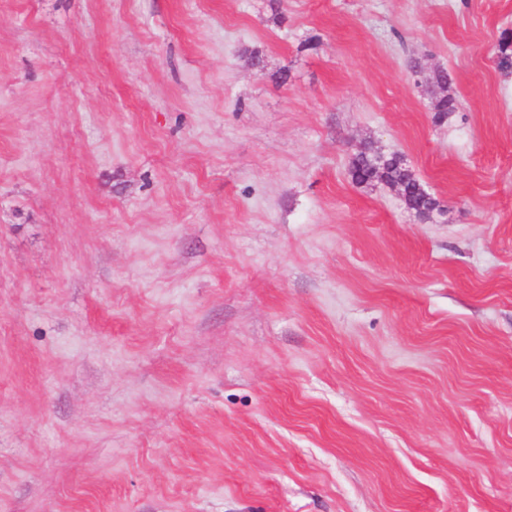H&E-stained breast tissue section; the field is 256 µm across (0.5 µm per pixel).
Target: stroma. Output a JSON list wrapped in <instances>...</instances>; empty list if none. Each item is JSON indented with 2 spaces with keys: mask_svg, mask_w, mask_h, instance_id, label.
<instances>
[{
  "mask_svg": "<svg viewBox=\"0 0 512 512\" xmlns=\"http://www.w3.org/2000/svg\"><path fill=\"white\" fill-rule=\"evenodd\" d=\"M506 29L0 0V512H512ZM350 175L352 181L359 185L377 181L396 188L404 194L406 207L418 215L429 214L437 206L429 194L423 193L418 178L397 154L386 156L364 146L352 161Z\"/></svg>",
  "mask_w": 512,
  "mask_h": 512,
  "instance_id": "stroma-1",
  "label": "stroma"
}]
</instances>
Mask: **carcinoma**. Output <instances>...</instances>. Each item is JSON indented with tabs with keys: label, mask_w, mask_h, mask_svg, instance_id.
I'll return each mask as SVG.
<instances>
[{
	"label": "carcinoma",
	"mask_w": 512,
	"mask_h": 512,
	"mask_svg": "<svg viewBox=\"0 0 512 512\" xmlns=\"http://www.w3.org/2000/svg\"><path fill=\"white\" fill-rule=\"evenodd\" d=\"M496 64L503 72L512 71V33H501ZM435 82L440 89L435 111L444 114L455 111V100L448 96V73L438 72ZM350 175L352 181L358 185H370L377 181L401 191L405 196L406 207L419 215H426L437 206L430 195L423 193L418 178L397 154L386 156L365 146L354 157Z\"/></svg>",
	"instance_id": "obj_1"
}]
</instances>
